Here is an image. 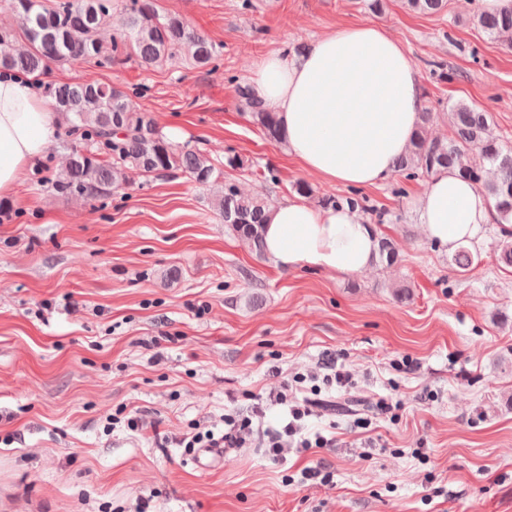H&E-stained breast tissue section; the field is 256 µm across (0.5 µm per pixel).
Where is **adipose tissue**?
Instances as JSON below:
<instances>
[{
    "instance_id": "ef3b65f1",
    "label": "adipose tissue",
    "mask_w": 512,
    "mask_h": 512,
    "mask_svg": "<svg viewBox=\"0 0 512 512\" xmlns=\"http://www.w3.org/2000/svg\"><path fill=\"white\" fill-rule=\"evenodd\" d=\"M252 95L277 113L288 152L342 186L386 180L411 146L424 99L419 70L383 26L342 25L303 54L263 57L249 77ZM58 115L21 73L0 74V197L10 196L55 136ZM415 210L425 235L448 248L476 239L492 203L448 170L433 175ZM264 248L287 270L354 274L368 269L378 233L348 207L287 200L270 211Z\"/></svg>"
}]
</instances>
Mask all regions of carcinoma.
Segmentation results:
<instances>
[{
  "instance_id": "obj_1",
  "label": "carcinoma",
  "mask_w": 512,
  "mask_h": 512,
  "mask_svg": "<svg viewBox=\"0 0 512 512\" xmlns=\"http://www.w3.org/2000/svg\"><path fill=\"white\" fill-rule=\"evenodd\" d=\"M408 9L439 14L448 0H405ZM19 18L16 31L0 30V73L21 72L38 78L54 65L81 64L95 60L104 68L136 58L145 68L187 59L198 68L216 69L222 60V45L192 30L178 16L162 14L157 0H5ZM474 24L488 36L510 37L512 10L479 12ZM112 30L110 42L98 37L103 26ZM27 48H16L18 39ZM58 115L65 119L80 143L61 142L51 151L66 154L65 167L43 179L47 191L60 196L95 198L125 184L127 172L159 175L181 171L202 185H218L215 207L224 224L255 252L263 253L262 229L269 205L261 198L241 192L224 176V164L207 154L170 142L150 113L137 110L132 95L107 83L45 82L41 84ZM253 122L266 136L283 141L276 113L251 99ZM452 135L446 140L428 137L432 113H421L420 124L409 152L397 161L396 171L408 180L453 170L463 180L478 186L491 200L495 223L502 238L496 245L498 259L512 267V145L495 134L491 117L459 101L449 112ZM393 243L380 238L379 260L398 261ZM481 260L480 254L461 246L452 257L455 271L465 274Z\"/></svg>"
}]
</instances>
